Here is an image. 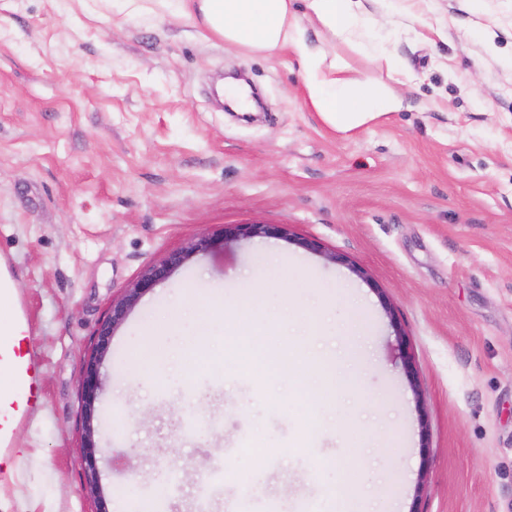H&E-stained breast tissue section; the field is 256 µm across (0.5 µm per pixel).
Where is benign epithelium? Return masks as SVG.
Returning a JSON list of instances; mask_svg holds the SVG:
<instances>
[{
	"instance_id": "1",
	"label": "benign epithelium",
	"mask_w": 512,
	"mask_h": 512,
	"mask_svg": "<svg viewBox=\"0 0 512 512\" xmlns=\"http://www.w3.org/2000/svg\"><path fill=\"white\" fill-rule=\"evenodd\" d=\"M205 247V241L200 240L185 251L169 254L160 264L153 266L132 287L126 289L124 297L112 305L108 318L98 329V341L95 351L84 361L80 382L82 387V414L85 422L83 442V462L86 476V487L91 495L99 493V476L96 458V442L94 439V419L96 401L100 390L99 365L108 350L114 327L121 322L131 306L140 295L150 289L156 282L164 279L169 272L184 263L190 253Z\"/></svg>"
}]
</instances>
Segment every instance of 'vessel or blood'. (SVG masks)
<instances>
[{
    "instance_id": "1",
    "label": "vessel or blood",
    "mask_w": 512,
    "mask_h": 512,
    "mask_svg": "<svg viewBox=\"0 0 512 512\" xmlns=\"http://www.w3.org/2000/svg\"><path fill=\"white\" fill-rule=\"evenodd\" d=\"M16 268L0 255V301L12 303L7 331L0 334V371L11 388L0 393V457H13L15 434L43 401L42 358L32 343L30 316L13 288Z\"/></svg>"
}]
</instances>
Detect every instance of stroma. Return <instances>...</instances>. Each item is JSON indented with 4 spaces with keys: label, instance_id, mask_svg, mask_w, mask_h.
Wrapping results in <instances>:
<instances>
[{
    "label": "stroma",
    "instance_id": "stroma-1",
    "mask_svg": "<svg viewBox=\"0 0 512 512\" xmlns=\"http://www.w3.org/2000/svg\"><path fill=\"white\" fill-rule=\"evenodd\" d=\"M362 5L395 32L386 54L331 52L372 84L397 63L409 107L343 135L306 107L292 55L201 37L176 8L0 0V254L44 388L0 512H197L203 495L207 512H512V0ZM234 71L256 121L216 100ZM200 238L101 360L94 499L83 359L124 288ZM253 300L268 335L217 355ZM307 304L316 323L289 335L282 309ZM305 347L345 350L352 386L306 404L238 367ZM307 415L357 418V453L338 430L303 437Z\"/></svg>",
    "mask_w": 512,
    "mask_h": 512
}]
</instances>
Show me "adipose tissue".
<instances>
[{
  "label": "adipose tissue",
  "instance_id": "obj_1",
  "mask_svg": "<svg viewBox=\"0 0 512 512\" xmlns=\"http://www.w3.org/2000/svg\"><path fill=\"white\" fill-rule=\"evenodd\" d=\"M297 11L295 0H188L182 10L201 32L249 53L268 56L292 53L302 70L304 100L325 125L347 133L381 116L401 111L404 98L394 88L402 72L390 68L389 81L371 85L337 63L327 41L365 38L372 28L361 0H304ZM313 379L290 374L287 367H273V374L287 380L290 394L307 401L322 392L324 384L335 390L350 387L352 375L336 362L313 364Z\"/></svg>",
  "mask_w": 512,
  "mask_h": 512
}]
</instances>
